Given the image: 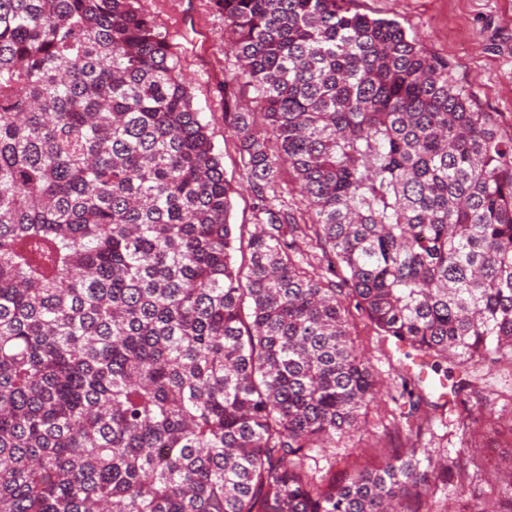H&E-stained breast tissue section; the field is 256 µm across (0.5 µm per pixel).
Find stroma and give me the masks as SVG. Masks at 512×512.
<instances>
[{
  "label": "stroma",
  "instance_id": "obj_1",
  "mask_svg": "<svg viewBox=\"0 0 512 512\" xmlns=\"http://www.w3.org/2000/svg\"><path fill=\"white\" fill-rule=\"evenodd\" d=\"M138 6L178 54L193 105L223 157L224 175L234 189L231 223L236 232H252L255 191L224 126V78L239 66L225 43L223 14L212 0H139ZM354 7L398 21L426 52L450 62L455 80L473 93L482 111L512 120V0H355ZM352 333L381 381L382 394L363 409L359 427L337 435L331 447L308 461L307 470L324 484H338L353 469L432 448L448 466V483L421 497L420 512H512V504L500 494L512 479V447L499 448L495 463L477 470L461 432L465 424L478 431L479 448L512 434V402L504 398L512 391V365L500 362L489 371L500 391L494 398L470 390L453 392L460 368L449 373L424 368L423 377L433 389L416 418L409 416L408 403L394 397L399 352L363 316L354 317Z\"/></svg>",
  "mask_w": 512,
  "mask_h": 512
}]
</instances>
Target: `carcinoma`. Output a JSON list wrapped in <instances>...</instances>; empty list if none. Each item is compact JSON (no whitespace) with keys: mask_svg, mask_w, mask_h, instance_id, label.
Returning <instances> with one entry per match:
<instances>
[{"mask_svg":"<svg viewBox=\"0 0 512 512\" xmlns=\"http://www.w3.org/2000/svg\"><path fill=\"white\" fill-rule=\"evenodd\" d=\"M213 2L245 246L138 0H0V512H418L432 451L327 490L304 471L380 393L352 311L473 389L512 365V124L351 0ZM241 79L260 111H234ZM284 171L312 223L265 195Z\"/></svg>","mask_w":512,"mask_h":512,"instance_id":"obj_1","label":"carcinoma"}]
</instances>
